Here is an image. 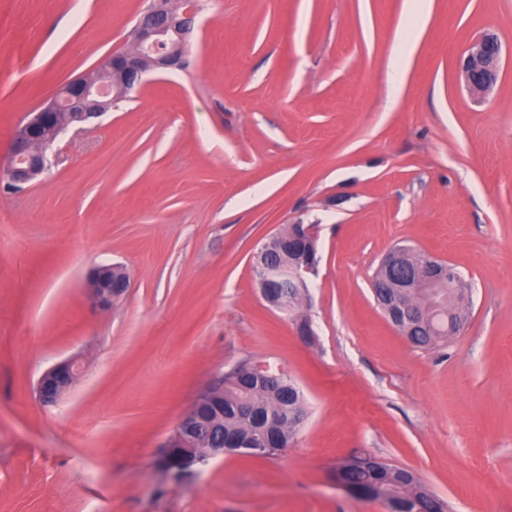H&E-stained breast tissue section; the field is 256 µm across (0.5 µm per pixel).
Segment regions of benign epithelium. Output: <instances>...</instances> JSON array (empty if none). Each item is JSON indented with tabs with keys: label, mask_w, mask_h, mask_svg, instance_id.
I'll list each match as a JSON object with an SVG mask.
<instances>
[{
	"label": "benign epithelium",
	"mask_w": 512,
	"mask_h": 512,
	"mask_svg": "<svg viewBox=\"0 0 512 512\" xmlns=\"http://www.w3.org/2000/svg\"><path fill=\"white\" fill-rule=\"evenodd\" d=\"M199 10L193 0H184L172 8L161 0L153 3L138 18L132 31L135 50L105 56L96 66L97 75L79 76L62 84L40 108L30 113L14 132L4 178L17 190L37 179L47 168V151L62 131L70 126L80 129L96 121L112 105V90L130 92L141 86L152 72L182 69L188 39L195 28ZM502 57L501 43L485 35L470 44L459 60L458 75L468 91L485 95L497 83ZM265 250L255 254L252 269L255 280L264 285L271 270L264 262ZM317 263L285 268L278 272L280 280L300 291L308 288V275L316 273ZM130 287L129 275L118 265L106 264L94 269L88 282L90 297L102 310L112 307ZM386 279L372 282L377 302L384 306L387 320L399 330L428 321L426 310L409 307L391 299ZM77 378V363L68 359L46 370L37 382L36 393L44 404L55 403ZM224 386L219 376L195 396L190 408L179 418L173 434L166 441L162 456H167L180 440H192L203 431L201 409L210 402L213 391Z\"/></svg>",
	"instance_id": "7a95c632"
}]
</instances>
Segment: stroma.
Instances as JSON below:
<instances>
[{
  "mask_svg": "<svg viewBox=\"0 0 512 512\" xmlns=\"http://www.w3.org/2000/svg\"><path fill=\"white\" fill-rule=\"evenodd\" d=\"M148 0H0V162L59 86L127 49ZM185 70L66 131L49 174L0 187V512H390L336 484L375 457L446 512H512V0H200ZM418 42L394 89L398 26ZM502 44L474 101L460 55ZM315 225L299 315L252 275L286 225ZM405 245L471 286L463 331L413 347L370 288ZM131 285L100 310L86 282ZM81 357L56 403L41 374ZM285 371L306 420L277 456L223 454L172 480L162 445L239 363ZM120 271V276L112 279V271ZM130 287L129 275L121 266L106 264L98 266L92 272L88 282L90 297L95 306L102 310L112 307Z\"/></svg>",
  "mask_w": 512,
  "mask_h": 512,
  "instance_id": "35a3bbf8",
  "label": "stroma"
}]
</instances>
